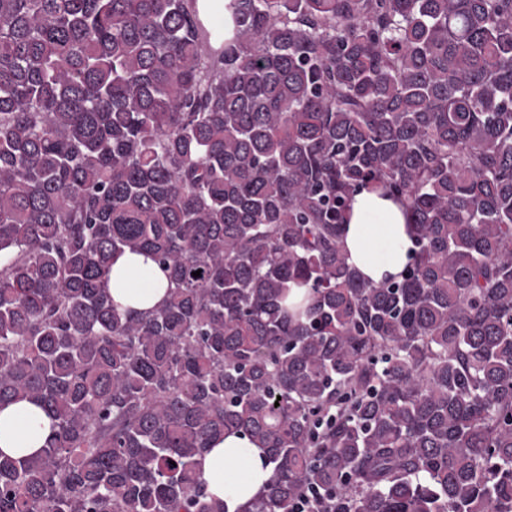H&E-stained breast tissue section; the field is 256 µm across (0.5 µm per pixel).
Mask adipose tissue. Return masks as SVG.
Returning <instances> with one entry per match:
<instances>
[{"label": "adipose tissue", "mask_w": 512, "mask_h": 512, "mask_svg": "<svg viewBox=\"0 0 512 512\" xmlns=\"http://www.w3.org/2000/svg\"><path fill=\"white\" fill-rule=\"evenodd\" d=\"M415 235L405 201L365 189L354 195L340 246L349 263L372 282L399 277L412 257ZM169 280L150 256L126 252L112 264L111 293L121 312H147L168 296ZM53 431L52 418L37 404H0V453L37 454ZM210 498L226 512H241L273 475L264 449L247 436L228 434L212 442L199 464Z\"/></svg>", "instance_id": "ef3b65f1"}]
</instances>
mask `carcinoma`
<instances>
[{
    "label": "carcinoma",
    "instance_id": "cac0c4a2",
    "mask_svg": "<svg viewBox=\"0 0 512 512\" xmlns=\"http://www.w3.org/2000/svg\"><path fill=\"white\" fill-rule=\"evenodd\" d=\"M213 9L0 0V403L54 421L0 512H225L229 433L274 465L242 512H512V0ZM368 186L416 227L395 281L339 245ZM169 280L150 256L125 252L112 264L111 293L120 312H147L160 307L168 296Z\"/></svg>",
    "mask_w": 512,
    "mask_h": 512
}]
</instances>
